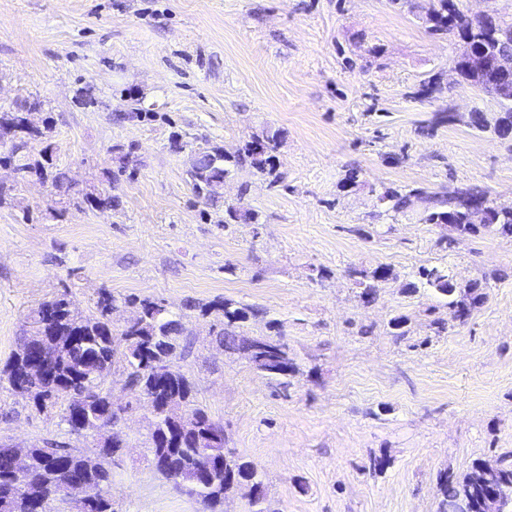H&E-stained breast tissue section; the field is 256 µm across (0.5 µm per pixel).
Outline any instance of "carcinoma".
I'll return each mask as SVG.
<instances>
[{
    "label": "carcinoma",
    "mask_w": 512,
    "mask_h": 512,
    "mask_svg": "<svg viewBox=\"0 0 512 512\" xmlns=\"http://www.w3.org/2000/svg\"><path fill=\"white\" fill-rule=\"evenodd\" d=\"M431 13L437 22L432 32L458 34L464 14L457 9L454 0H433ZM495 27L499 50L512 54V24L497 21ZM21 116L22 113L15 111L0 112V134L15 135L7 145V159L17 161V170L22 173H33L51 180L57 189L70 190L66 173L54 166L48 151H43L41 159L33 164L25 159L23 151L29 142L43 132L33 127L24 128ZM494 132L503 139L512 135V108L507 107L500 113ZM279 139V132L266 129L252 135L233 153L218 145L200 146L195 150L194 167L187 171L188 181L197 196L212 205L221 197L224 179L233 172L255 170L275 185L283 179L275 156ZM473 198L488 200L482 224L472 223L465 209L467 201ZM380 200L395 211L415 201L421 202L425 223L454 225L455 240L449 242L451 246L464 244L482 230L512 239V209L495 207L489 191L479 186L441 192L388 187L381 193ZM81 202L99 211L116 207L109 193L98 197L87 193L81 197ZM218 223L226 227L256 224L258 214L241 202L228 204ZM347 273L360 288L359 297L366 304L376 300L379 284L391 276L390 269L384 266L351 267ZM417 276L422 283L448 297V307L462 324L485 298L481 283L461 286L438 267H421ZM67 303L68 300L60 296L31 312L30 328L17 351L0 369V383L7 382L16 393L33 385L28 359L39 353L40 345L54 344L53 352L43 362L46 371L63 383L64 389L51 395L49 403L66 401L62 421L67 433L77 437L86 436V430L96 427L112 410V389L106 386V381L113 371L125 377V384L135 394L156 396L157 408L150 422L153 430L174 425L163 406L166 399L177 397L196 420L197 430L185 433L177 448H147L151 467L194 497L206 512H221L224 498L231 492L229 478L232 476L237 479V485L249 484L256 488L258 495L250 500L251 512H270L263 481L254 466L226 447L219 422L195 403L193 384L180 367L186 351V346L182 345L186 329L181 319L160 301L140 300L131 295L115 296L106 291L99 296L95 315L84 316L67 308ZM126 306L138 310V321L116 332L112 329V313ZM187 308L211 319L213 333L224 346V352L229 354L239 353L248 342L249 337L243 334L245 323L266 316L262 308L229 300L190 303ZM65 473L83 484L100 488L101 497L86 512H118L112 499L110 471L102 465L88 466L87 455L73 449L70 443L56 439H43L28 448L27 469L23 474L16 469L10 445L0 444V512H32L31 506L35 503L41 505V512H52V503L61 500L53 489ZM509 485H512V463L503 460L491 467L479 463L461 479L444 473L440 476L442 499L437 512H447L448 500L463 496L471 499L473 512H486L485 498L489 491L495 486Z\"/></svg>",
    "instance_id": "cac0c4a2"
}]
</instances>
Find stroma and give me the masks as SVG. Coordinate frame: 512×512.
Returning <instances> with one entry per match:
<instances>
[{
  "label": "stroma",
  "instance_id": "obj_1",
  "mask_svg": "<svg viewBox=\"0 0 512 512\" xmlns=\"http://www.w3.org/2000/svg\"><path fill=\"white\" fill-rule=\"evenodd\" d=\"M430 3L0 0V109L39 100L30 118L45 136L28 154L50 150L73 186L68 196L0 165V366L42 302L63 295L86 316L103 291L163 302L188 330L181 366L197 403L274 512H437L442 474L512 455V239L482 232L452 248L421 203L393 212L379 200L386 186L478 185L512 207V139L469 123L502 106L458 82L462 44L429 31ZM433 77L442 92L420 96ZM132 94L155 120L116 121ZM265 129L281 133L284 181L226 178L225 203L260 222L220 225L223 206L186 181L189 150L232 152ZM175 134L188 151L171 150ZM132 144L130 178L117 169ZM91 192L117 209L80 204ZM380 265L392 275L363 304L346 270ZM422 266L486 281L466 323L434 289L408 290ZM223 299L266 310L244 332L284 337L289 384L225 353L209 319L185 308ZM133 403L128 446L107 464L117 512H201L148 465L152 409ZM63 409L38 410L1 383L0 440L65 438ZM381 456L389 466L373 471Z\"/></svg>",
  "mask_w": 512,
  "mask_h": 512
}]
</instances>
